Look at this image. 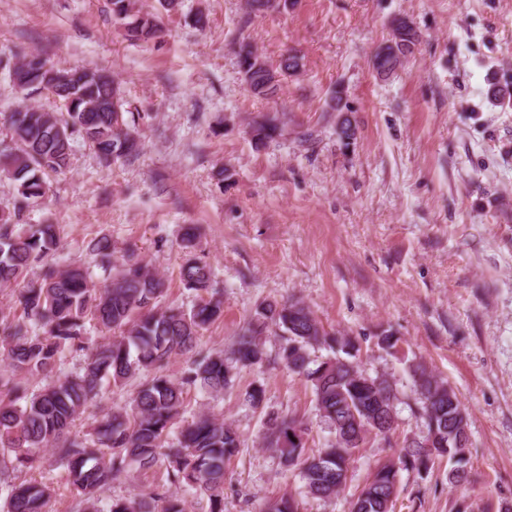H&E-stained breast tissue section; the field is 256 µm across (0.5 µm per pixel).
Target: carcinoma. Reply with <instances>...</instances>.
Masks as SVG:
<instances>
[{
	"label": "carcinoma",
	"instance_id": "1",
	"mask_svg": "<svg viewBox=\"0 0 512 512\" xmlns=\"http://www.w3.org/2000/svg\"><path fill=\"white\" fill-rule=\"evenodd\" d=\"M112 14L123 21L129 36L148 40L159 32L154 13L136 7V0H111ZM237 63L253 95L270 98L282 80L299 74L303 57L288 52L273 67L253 49L238 42ZM62 81L66 93H54L62 112L22 104L0 113L11 147L0 153V172L14 183L17 202L0 211V288L23 284L16 303L18 316L0 315V489L6 492L3 512H44L54 489L46 482L19 480L18 472L41 463L52 452L65 466L76 493L74 512H185L184 494L207 497V512H224L226 468L239 454L238 430L211 413L179 422L185 396L194 389L224 394L243 368L267 361L262 336L271 327L283 343L276 361L310 382L318 413L332 428L334 439L314 454L305 451V423L290 415L267 420L262 447L287 471L298 472L305 492L321 500L336 498L349 466L372 432L387 434L396 394L390 384L376 381L361 367L335 357L309 368V349L324 347L351 355L350 338L326 330L299 301L259 303L242 326L230 354L203 348L199 338L224 311L215 288L212 266L195 254L197 229L184 228L179 269L183 287L209 298L190 310L164 306L163 276L143 261L134 244L115 256L112 238L92 240L89 251L108 284L99 287L83 267L60 268L45 259L58 248L54 224L20 227L30 203L49 190L47 177L65 170L72 144L79 138L105 165L136 155L140 140L135 114L126 110L118 83L103 71L59 67L41 55L26 54L10 71L14 86L28 98L46 89L45 74ZM329 108L337 112L336 135H355L345 90L333 92ZM277 113H266L250 124L258 143L282 136ZM40 273L32 277L35 268ZM116 336L93 344L92 329ZM84 357L75 373L60 365L66 355ZM188 356L177 376L163 373L170 359ZM151 377L141 384L130 408L94 418L85 430L74 429L85 410L102 401L107 385L125 384L135 375ZM414 400L423 420V435L405 440L397 460L377 464L371 478L350 504V512H392L399 471H421L438 457L453 468L449 481H467L465 446L460 444L468 421L455 390L422 363L410 366ZM435 437L432 447L423 443ZM161 471L165 479L147 492H132L101 506L100 494L131 469ZM263 512H299L288 494L270 500Z\"/></svg>",
	"mask_w": 512,
	"mask_h": 512
}]
</instances>
